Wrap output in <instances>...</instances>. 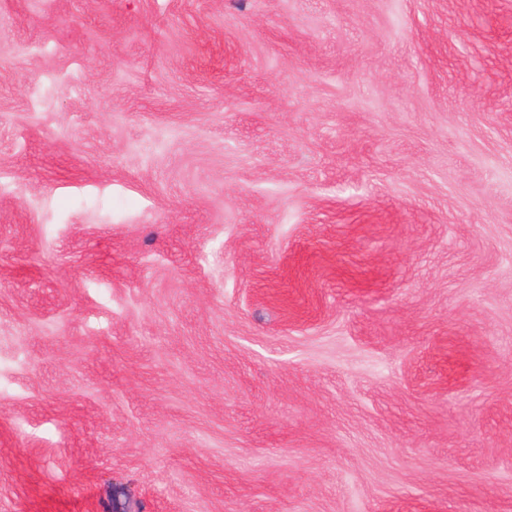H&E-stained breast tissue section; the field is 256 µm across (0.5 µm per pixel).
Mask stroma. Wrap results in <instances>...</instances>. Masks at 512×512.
<instances>
[{
    "label": "stroma",
    "instance_id": "obj_1",
    "mask_svg": "<svg viewBox=\"0 0 512 512\" xmlns=\"http://www.w3.org/2000/svg\"><path fill=\"white\" fill-rule=\"evenodd\" d=\"M0 512H512V0H0Z\"/></svg>",
    "mask_w": 512,
    "mask_h": 512
}]
</instances>
